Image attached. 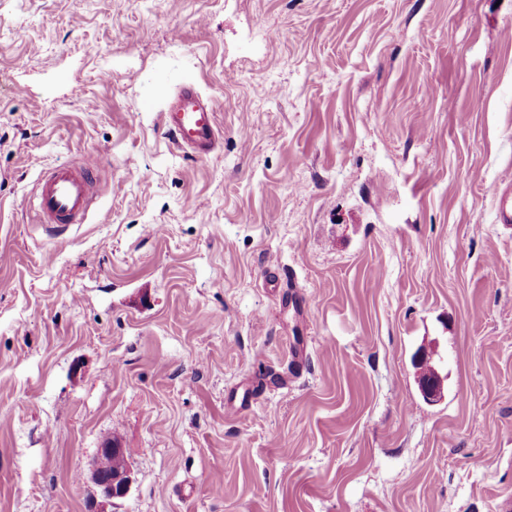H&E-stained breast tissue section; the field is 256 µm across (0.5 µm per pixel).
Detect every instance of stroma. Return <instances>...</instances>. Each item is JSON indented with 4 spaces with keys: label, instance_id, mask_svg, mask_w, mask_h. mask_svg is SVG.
Segmentation results:
<instances>
[{
    "label": "stroma",
    "instance_id": "obj_1",
    "mask_svg": "<svg viewBox=\"0 0 512 512\" xmlns=\"http://www.w3.org/2000/svg\"><path fill=\"white\" fill-rule=\"evenodd\" d=\"M85 156L105 194L41 224ZM509 176L512 0H0V512H497ZM164 128L176 147L197 157L214 152L222 140L210 102L193 89H184L164 113ZM98 161L78 158L50 168L39 180L34 207L42 224H83L94 195L102 196L105 184L97 182ZM511 176L503 179L497 184L493 185L491 192L499 203L498 206V221L501 224H512V196H511ZM122 448H112V443L106 448H100L95 466L92 471V479L100 489L102 495L108 499L121 498L126 495L130 486L129 470H119L118 472L104 473L101 460L104 454L112 456V470L124 468L126 460L124 454L112 455L114 452H121Z\"/></svg>",
    "mask_w": 512,
    "mask_h": 512
}]
</instances>
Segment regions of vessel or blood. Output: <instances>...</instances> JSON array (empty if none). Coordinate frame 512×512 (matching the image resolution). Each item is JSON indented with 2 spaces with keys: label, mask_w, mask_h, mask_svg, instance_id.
I'll return each instance as SVG.
<instances>
[{
  "label": "vessel or blood",
  "mask_w": 512,
  "mask_h": 512,
  "mask_svg": "<svg viewBox=\"0 0 512 512\" xmlns=\"http://www.w3.org/2000/svg\"><path fill=\"white\" fill-rule=\"evenodd\" d=\"M164 127L176 147L197 157L211 154L221 144V129L211 103L192 89L176 96L164 114ZM97 167L96 160L83 157L50 168L42 176L34 194L42 223H85L94 197L106 190L105 184L95 179ZM491 192L499 203V223L512 224V180H501Z\"/></svg>",
  "instance_id": "obj_1"
}]
</instances>
